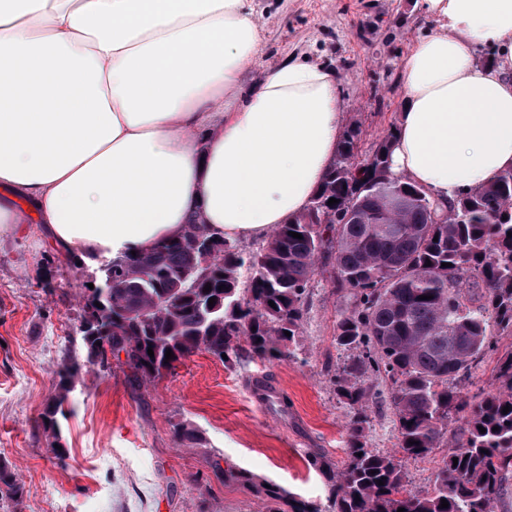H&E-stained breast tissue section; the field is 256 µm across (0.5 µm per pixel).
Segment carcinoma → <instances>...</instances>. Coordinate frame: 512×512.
<instances>
[{"mask_svg": "<svg viewBox=\"0 0 512 512\" xmlns=\"http://www.w3.org/2000/svg\"><path fill=\"white\" fill-rule=\"evenodd\" d=\"M360 134L355 123L344 130L310 206L257 247L194 223L180 238L112 261V288L96 287L92 296L104 319L83 342L92 361L105 366L110 353L145 379L199 351L227 355L226 365L295 359L318 261L329 259V284L347 301L334 325L345 356L332 378L347 408L346 461L309 458L325 480L323 499L261 487L266 512H501L512 487V349L498 353L491 390L471 401L463 389L497 353L492 337L512 336V169L460 194L448 218L391 172L394 130L365 154ZM331 198L336 223H315L312 205ZM199 232L215 249L205 266L192 245ZM383 393L395 416L391 452L369 443V412ZM459 414L464 427L451 441L448 424ZM438 448L446 453L432 488L407 489L405 462ZM0 485L20 501L23 487L6 465Z\"/></svg>", "mask_w": 512, "mask_h": 512, "instance_id": "obj_1", "label": "carcinoma"}]
</instances>
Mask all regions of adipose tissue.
I'll list each match as a JSON object with an SVG mask.
<instances>
[{"instance_id": "adipose-tissue-1", "label": "adipose tissue", "mask_w": 512, "mask_h": 512, "mask_svg": "<svg viewBox=\"0 0 512 512\" xmlns=\"http://www.w3.org/2000/svg\"><path fill=\"white\" fill-rule=\"evenodd\" d=\"M422 9L439 30L403 62L391 167L445 207L512 168V0ZM261 41L249 0H0V231L43 225L95 265L303 213L343 133L336 78L289 59L241 90Z\"/></svg>"}]
</instances>
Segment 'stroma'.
<instances>
[{
    "instance_id": "1",
    "label": "stroma",
    "mask_w": 512,
    "mask_h": 512,
    "mask_svg": "<svg viewBox=\"0 0 512 512\" xmlns=\"http://www.w3.org/2000/svg\"><path fill=\"white\" fill-rule=\"evenodd\" d=\"M262 45L244 75L256 84L291 58L336 76L344 124L370 149L397 125L402 62L436 31L418 0H252ZM101 271L49 242L41 225L0 236V463L24 485L0 512H265L250 488L225 480L243 471L304 498L325 495L307 459H345V411L331 384L342 358L333 342L340 306L323 275L295 360L234 367L205 352L144 382L118 362L92 363L79 327ZM77 369L54 413L62 365ZM264 374L283 404L259 405ZM195 433L181 440V429Z\"/></svg>"
}]
</instances>
